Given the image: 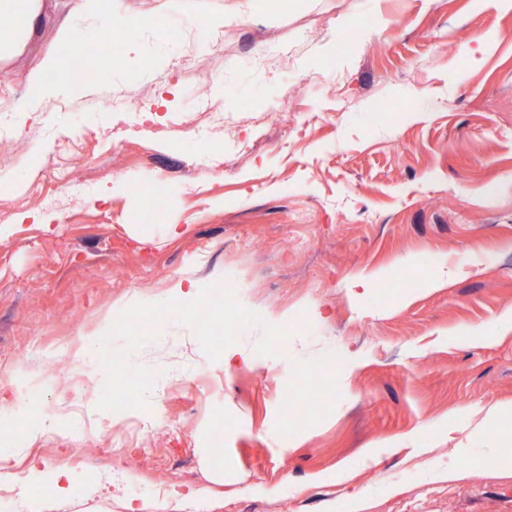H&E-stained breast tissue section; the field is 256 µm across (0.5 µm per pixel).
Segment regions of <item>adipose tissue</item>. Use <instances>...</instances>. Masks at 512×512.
I'll return each mask as SVG.
<instances>
[{"label": "adipose tissue", "mask_w": 512, "mask_h": 512, "mask_svg": "<svg viewBox=\"0 0 512 512\" xmlns=\"http://www.w3.org/2000/svg\"><path fill=\"white\" fill-rule=\"evenodd\" d=\"M0 17L13 23L0 27V68L25 53L30 41L45 21L44 0H0ZM482 427L495 429L498 439L484 462L491 467L512 468V404L491 409L481 421Z\"/></svg>", "instance_id": "1"}]
</instances>
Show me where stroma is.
Here are the masks:
<instances>
[{
  "label": "stroma",
  "instance_id": "obj_1",
  "mask_svg": "<svg viewBox=\"0 0 512 512\" xmlns=\"http://www.w3.org/2000/svg\"><path fill=\"white\" fill-rule=\"evenodd\" d=\"M78 3L0 72V391L20 428L60 412L0 457L72 478L40 512H512L476 428L512 402V9L117 0L133 26L77 82ZM46 52L63 106L19 114Z\"/></svg>",
  "mask_w": 512,
  "mask_h": 512
}]
</instances>
